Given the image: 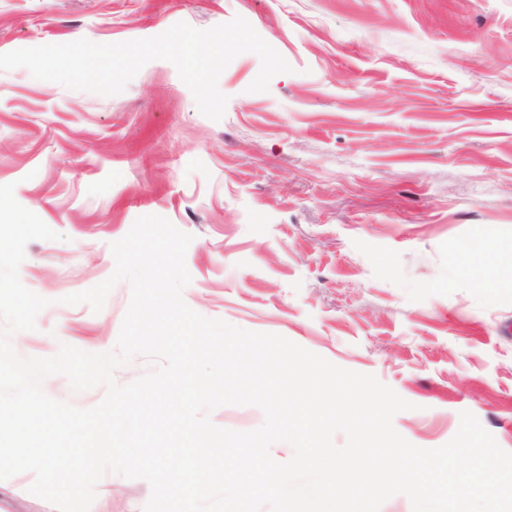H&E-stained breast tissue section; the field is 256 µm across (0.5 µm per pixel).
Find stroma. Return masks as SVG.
<instances>
[{"label": "stroma", "mask_w": 512, "mask_h": 512, "mask_svg": "<svg viewBox=\"0 0 512 512\" xmlns=\"http://www.w3.org/2000/svg\"><path fill=\"white\" fill-rule=\"evenodd\" d=\"M237 16L291 70L252 93L261 61L237 56L218 121L165 60L113 96L0 71V185L61 235L25 248L20 280L50 304L14 349L116 352L128 282L97 313L62 299L158 215L193 237L195 312L376 376L417 447L468 411L512 452V256L489 291L462 267L485 228L512 236V0H0V53ZM33 481L0 480V512H56ZM96 493L91 512H144L151 489L109 472Z\"/></svg>", "instance_id": "1"}]
</instances>
